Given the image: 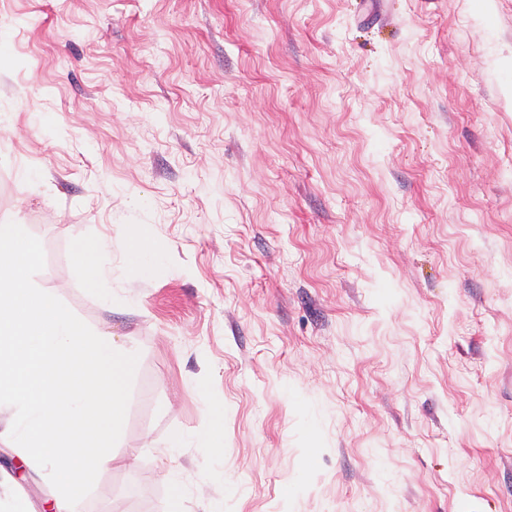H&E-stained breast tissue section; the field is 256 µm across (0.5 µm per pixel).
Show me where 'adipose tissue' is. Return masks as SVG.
I'll return each instance as SVG.
<instances>
[{
  "label": "adipose tissue",
  "instance_id": "obj_1",
  "mask_svg": "<svg viewBox=\"0 0 512 512\" xmlns=\"http://www.w3.org/2000/svg\"><path fill=\"white\" fill-rule=\"evenodd\" d=\"M38 250L20 221H0V439L17 468L52 487V512H82L117 455L113 440L129 410L130 349L79 322L33 277Z\"/></svg>",
  "mask_w": 512,
  "mask_h": 512
}]
</instances>
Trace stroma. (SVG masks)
Masks as SVG:
<instances>
[{
    "mask_svg": "<svg viewBox=\"0 0 512 512\" xmlns=\"http://www.w3.org/2000/svg\"><path fill=\"white\" fill-rule=\"evenodd\" d=\"M2 34L0 220L136 357L141 455L84 512H512V0H0ZM104 244L96 240H78L73 245L74 256L80 262L85 284L92 290L102 291L104 271L100 257Z\"/></svg>",
    "mask_w": 512,
    "mask_h": 512,
    "instance_id": "1",
    "label": "stroma"
}]
</instances>
